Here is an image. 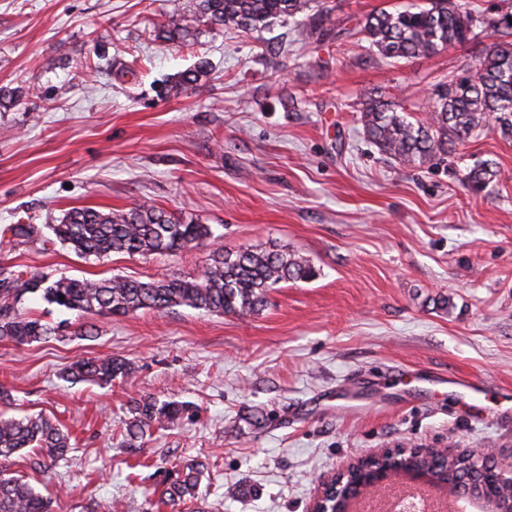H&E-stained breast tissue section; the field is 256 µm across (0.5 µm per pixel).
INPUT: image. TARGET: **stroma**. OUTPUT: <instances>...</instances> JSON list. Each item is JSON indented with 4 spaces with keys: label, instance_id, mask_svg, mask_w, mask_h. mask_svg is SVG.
<instances>
[{
    "label": "stroma",
    "instance_id": "stroma-1",
    "mask_svg": "<svg viewBox=\"0 0 512 512\" xmlns=\"http://www.w3.org/2000/svg\"><path fill=\"white\" fill-rule=\"evenodd\" d=\"M409 0H323L338 31L301 41L291 20L241 31L199 25L166 42L185 0H0V229L53 224L73 207L154 205L211 225L176 255L82 259L0 237V267L76 278H189L216 247L264 244L317 275L277 285L250 317L174 307L81 315L27 295L20 314L61 339L0 343V413H44L78 451L44 472L9 462L56 512H171L166 472L198 460L204 512H306L317 479L382 448L495 449L512 460V139L496 125L454 164L407 166L366 142L371 91L420 116L432 89L474 64L489 35L430 57L369 55L358 24ZM209 68L178 97L174 75ZM478 159L500 173L463 179ZM447 306H438L439 297ZM94 325L93 337L80 338ZM137 372L72 384L82 357ZM451 375L487 385L483 409ZM188 404L178 429L128 445L136 398ZM494 165L491 160L475 161L473 165L468 168V172L465 175L467 186L475 191H481L488 187L496 177Z\"/></svg>",
    "mask_w": 512,
    "mask_h": 512
}]
</instances>
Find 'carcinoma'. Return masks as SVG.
<instances>
[{"label":"carcinoma","mask_w":512,"mask_h":512,"mask_svg":"<svg viewBox=\"0 0 512 512\" xmlns=\"http://www.w3.org/2000/svg\"><path fill=\"white\" fill-rule=\"evenodd\" d=\"M185 13L193 21L210 26L261 29L271 20L290 18L303 40H321L333 30L331 14L317 0H186ZM503 17L508 24L489 28L482 18L458 0H427L394 11L380 10L367 15L360 32L368 50L384 59L428 57L457 43L478 38L490 31L498 40L486 46L475 64L457 78L439 86L432 110L422 119L411 120L400 105L373 94L366 95L361 109L362 132L388 159L401 165H423L436 155H449L452 147L469 139L492 120L505 137L512 136V13ZM167 41L183 43L194 38L188 25L172 23L160 30ZM207 73L206 63L169 83L166 93L179 96L199 76ZM496 177L494 163H473L465 175L475 191L488 187ZM48 237L35 224H9L2 234L22 242L39 241L42 249L61 244L81 258L98 260L112 254L128 256L174 254L186 251L214 237L208 224L178 219L155 206L141 204L125 210L104 212L94 207H73L57 224H48ZM316 269L303 257L262 244L237 251L217 248L203 270L190 280L151 279L141 281L121 275L109 278L52 279L41 273L24 276L22 271L0 268V341L15 344L39 342L53 329L38 318L16 313L14 303L27 293H38L50 304L90 314L127 315L140 310L163 312L184 306L205 312L250 317L267 303L269 291L282 282L311 280ZM126 359L98 357L78 360L67 367L63 378L71 383L93 381L109 385L118 377L135 374ZM126 431L142 438L152 428L168 430L178 426L187 407L154 396L137 399ZM25 448L38 453L33 462L40 468L46 461L68 460L74 450L69 432L56 420L41 413L20 418H0V463L9 461ZM406 467L453 483L466 459H427L408 454ZM205 465L185 463L165 490L164 504L176 509L196 498ZM0 512H54V499L44 496L23 479L0 469Z\"/></svg>","instance_id":"obj_1"}]
</instances>
